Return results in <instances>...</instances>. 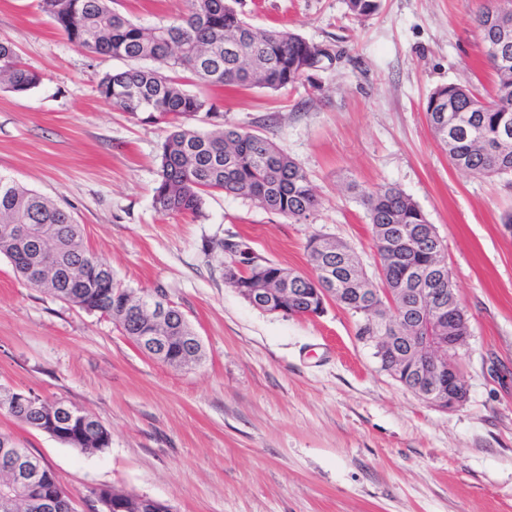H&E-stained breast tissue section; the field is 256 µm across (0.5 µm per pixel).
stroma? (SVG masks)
<instances>
[{
    "instance_id": "stroma-1",
    "label": "stroma",
    "mask_w": 512,
    "mask_h": 512,
    "mask_svg": "<svg viewBox=\"0 0 512 512\" xmlns=\"http://www.w3.org/2000/svg\"><path fill=\"white\" fill-rule=\"evenodd\" d=\"M488 0H380L354 18L345 0H242L260 29L329 48L332 67L270 92L211 96L226 124L270 138L308 174L318 199L288 220L221 192L200 214L153 205L165 124L113 108L100 78L124 60L74 46L39 0H0V38L42 76L0 90V177L57 200L117 280L163 286L205 357L174 369L141 353L100 313L19 279L0 255V389L74 404L111 435L81 454L0 412V433L54 470L77 512L119 488L172 512H512V183L458 170L423 111L448 83L494 94L497 77L473 18ZM133 22H170L186 0H113ZM398 185L445 245L471 335L455 361L468 399L439 410L382 370L331 303L315 318L251 306L224 281L208 243L245 238L302 274L311 235L347 244L375 272L358 195Z\"/></svg>"
}]
</instances>
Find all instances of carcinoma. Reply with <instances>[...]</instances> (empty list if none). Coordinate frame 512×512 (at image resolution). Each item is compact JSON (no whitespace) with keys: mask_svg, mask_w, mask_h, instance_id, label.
<instances>
[{"mask_svg":"<svg viewBox=\"0 0 512 512\" xmlns=\"http://www.w3.org/2000/svg\"><path fill=\"white\" fill-rule=\"evenodd\" d=\"M111 0H40L39 7L68 40L88 53L131 62L125 69L106 74L98 84L99 95L113 107L134 116L168 125L160 153L159 180L153 197L155 209L164 215L196 213L204 197L214 192L246 196L260 206L299 222L317 204L304 169L270 139L224 125V113L211 98L186 91L176 73L188 71L205 86L261 88L278 91L298 83L305 66L333 61L318 45L302 36L281 30L260 31L239 12V0H187V13L173 21L144 28L112 10ZM351 15L374 13L377 0H347ZM499 7L490 3L474 21L485 45L487 59L497 75L495 95L487 101L462 84L442 85L430 92L424 110L431 130L461 170L481 176H512V66L498 67L495 59L497 33L493 20ZM152 60V67L136 65ZM41 82V76L19 60L13 45L0 39V89L24 93ZM199 121L213 126L200 131L190 125ZM373 236L381 229L390 233L394 250L380 269L381 284L368 287L397 289L416 273L434 264H446L445 253L428 250L429 236H438L425 214L408 195L391 183H381L362 195ZM42 224L54 241L42 256L25 245L0 238V254L8 257L18 275L29 284L80 308L99 311L120 325L126 336L140 334L144 321L139 293L101 274L110 265L83 261L85 248L81 225L63 206L14 182L0 179V226ZM323 251L309 252L313 275L282 267L259 254L245 240L224 238L214 247L224 253V281L236 288L256 286L252 270L259 267L268 283L288 280L286 288H313L321 270L331 262L353 255L345 244L315 234ZM164 336H191L193 329L180 311L174 322L153 327ZM174 355L203 360L200 345L173 342ZM19 424L46 430L43 417L21 405L0 404ZM103 425L85 438L72 437L67 445L82 452L108 447ZM18 459L41 472L45 486H53L54 473L27 448L16 449Z\"/></svg>","mask_w":512,"mask_h":512,"instance_id":"cac0c4a2","label":"carcinoma"}]
</instances>
